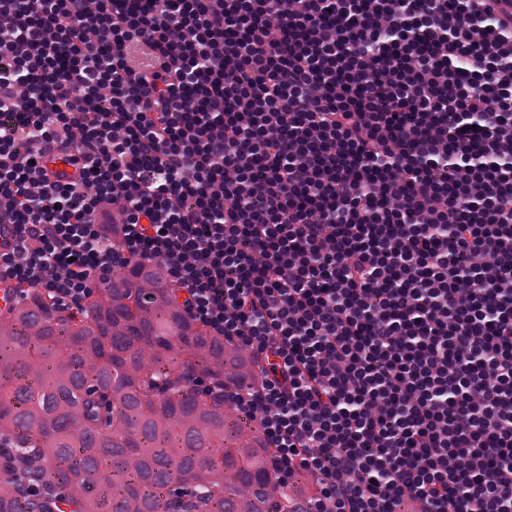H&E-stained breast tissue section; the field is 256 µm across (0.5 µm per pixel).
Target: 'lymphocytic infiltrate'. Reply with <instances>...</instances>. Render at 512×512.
<instances>
[{
  "label": "lymphocytic infiltrate",
  "mask_w": 512,
  "mask_h": 512,
  "mask_svg": "<svg viewBox=\"0 0 512 512\" xmlns=\"http://www.w3.org/2000/svg\"><path fill=\"white\" fill-rule=\"evenodd\" d=\"M118 266L304 512H512V0H0V289Z\"/></svg>",
  "instance_id": "lymphocytic-infiltrate-1"
}]
</instances>
